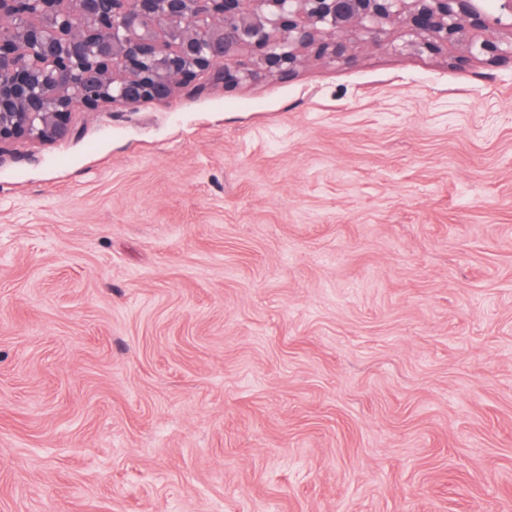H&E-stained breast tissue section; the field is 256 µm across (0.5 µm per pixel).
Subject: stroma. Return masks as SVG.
Listing matches in <instances>:
<instances>
[{
  "label": "stroma",
  "mask_w": 512,
  "mask_h": 512,
  "mask_svg": "<svg viewBox=\"0 0 512 512\" xmlns=\"http://www.w3.org/2000/svg\"><path fill=\"white\" fill-rule=\"evenodd\" d=\"M391 39L0 158V512H512V65Z\"/></svg>",
  "instance_id": "1"
}]
</instances>
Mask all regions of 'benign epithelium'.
I'll return each mask as SVG.
<instances>
[{
  "mask_svg": "<svg viewBox=\"0 0 512 512\" xmlns=\"http://www.w3.org/2000/svg\"><path fill=\"white\" fill-rule=\"evenodd\" d=\"M0 0V155L77 134L73 114L134 108L201 73L234 88L287 79L311 57L351 64V40L451 54L490 65L512 51L487 38L512 0Z\"/></svg>",
  "mask_w": 512,
  "mask_h": 512,
  "instance_id": "1",
  "label": "benign epithelium"
}]
</instances>
